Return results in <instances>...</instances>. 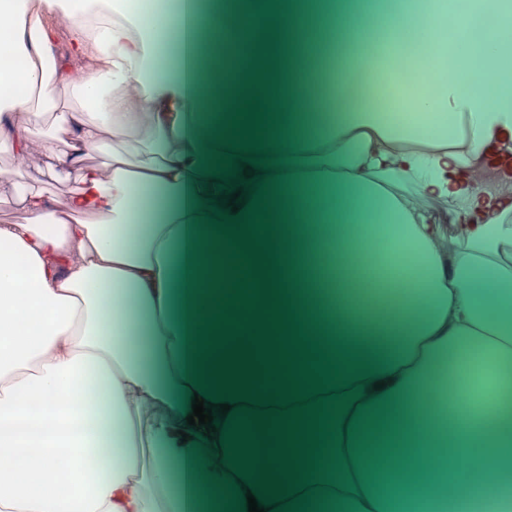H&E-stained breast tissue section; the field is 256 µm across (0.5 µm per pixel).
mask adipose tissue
<instances>
[{"instance_id": "obj_1", "label": "adipose tissue", "mask_w": 512, "mask_h": 512, "mask_svg": "<svg viewBox=\"0 0 512 512\" xmlns=\"http://www.w3.org/2000/svg\"><path fill=\"white\" fill-rule=\"evenodd\" d=\"M179 0L140 23L130 0H0V152L38 149L28 181L0 173V512H224L238 479L214 432L187 417L194 337L236 271L208 224L266 183L271 241L352 317L349 384L332 428L358 430L343 469L315 474L327 512H512V194L474 181L512 156V0ZM70 29L58 41L60 22ZM255 39L212 78L228 26ZM429 39L417 83L383 96L363 39ZM456 67H449V60ZM75 75V101L55 96ZM266 165L231 151L245 100H268ZM50 106L51 131L34 94ZM148 142L137 159L108 136ZM99 163H90L91 155ZM77 176L64 200L42 185ZM446 205L437 218L412 201Z\"/></svg>"}]
</instances>
